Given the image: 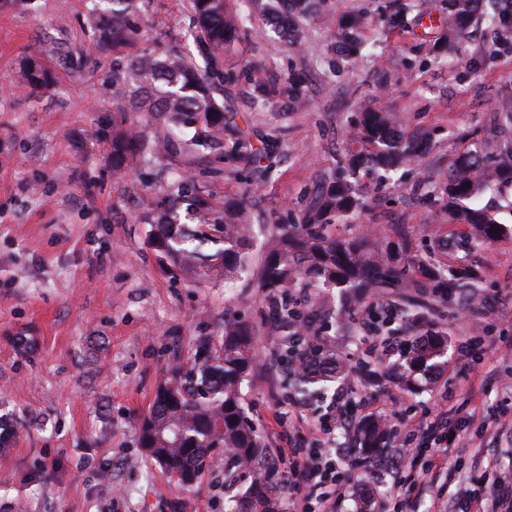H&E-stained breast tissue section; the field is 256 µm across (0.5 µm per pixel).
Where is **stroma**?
I'll list each match as a JSON object with an SVG mask.
<instances>
[{"mask_svg":"<svg viewBox=\"0 0 512 512\" xmlns=\"http://www.w3.org/2000/svg\"><path fill=\"white\" fill-rule=\"evenodd\" d=\"M265 0H227L245 14L240 39L224 52V95L230 118L247 133L248 152L276 143L280 161L263 170L177 154L163 172L113 175L107 144L96 137L116 107L107 78L111 53L84 26L87 0H0V417L18 426L10 452L0 454V512H225L224 456L211 454L197 485L184 490L138 448V428L172 365L191 361L220 342L225 315L258 328L257 367L241 386L243 405L286 471L289 451L310 444L293 421L287 372L277 364L283 335L270 318L251 274L234 279L164 270L148 236L177 171L207 190L216 208L243 203L260 256L274 223L297 224L332 173L343 140L361 113H390L409 134L426 135L431 151L368 185L364 206L338 232L391 236L406 226L428 264L478 270L477 290L457 288L429 303L427 316L448 336V368L428 390L410 394L391 379L356 378L347 399L350 429L336 430L345 449L336 476L348 491L335 512H358L370 490L372 512H396L397 477L419 485L413 512H439L458 491L484 492L491 478L512 481V439L497 418L512 413V186L497 184L472 205L493 214L507 235L487 245L466 224L448 219L442 176L474 144L498 133L512 113V48L497 46L488 22L433 59L442 27H389L394 0H314L313 18L297 46L277 44ZM364 13L367 57L346 61L325 20ZM140 45L192 47L186 0H148ZM41 57L56 74L39 96L19 85L20 65ZM305 78L299 101L267 103L261 87L284 89ZM484 328L478 361L466 355L472 325ZM350 366L387 365L381 333L350 321L336 339ZM447 403L452 454L460 479L427 472L429 447L404 454L410 427ZM398 405L388 449L369 456L359 426L369 412ZM111 466V481L100 470Z\"/></svg>","mask_w":512,"mask_h":512,"instance_id":"1","label":"stroma"}]
</instances>
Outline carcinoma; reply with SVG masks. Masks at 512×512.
Listing matches in <instances>:
<instances>
[{"label":"carcinoma","instance_id":"carcinoma-1","mask_svg":"<svg viewBox=\"0 0 512 512\" xmlns=\"http://www.w3.org/2000/svg\"><path fill=\"white\" fill-rule=\"evenodd\" d=\"M86 28L99 46L112 52V97L117 103L112 117L111 167L123 174L151 160L170 156L182 146L199 156L221 150L224 159L242 165L257 162L244 151L242 131L224 121V101L214 91L223 87L221 55L241 31L239 19L227 13L224 0H187L194 40L201 61L173 46L162 54L129 49L136 45V19L146 0H88ZM448 38L467 36V23L483 18L492 25L498 44L512 43V0H446ZM412 8L404 4L386 17L388 26L405 28ZM312 13L309 0H277L270 6L272 23L291 44L299 41L298 18ZM365 17L355 15L336 22L333 35L355 56L361 52L360 30ZM24 86L45 89L54 82L53 72L30 57L22 67ZM128 103L155 119L151 135L126 126ZM426 150L417 136L403 137L393 127V117L384 112H364L349 132L336 160L331 181L320 188L301 224H277L256 266L255 288L262 301L285 322L295 318L289 307L291 291L303 286L338 288L348 295L349 310L362 308L372 288L406 287V265L414 262L410 233L405 228L394 238L371 240L365 234L343 236L334 221L361 206L352 180L361 175L382 179V173L409 165ZM490 183L512 184V145L486 143L465 153L448 167L443 184L453 220L469 224L476 238L491 243L506 233L504 225L481 209L457 208L461 199L471 198ZM187 205L195 223L169 224L149 235V243L163 266L171 271L193 273L202 268L226 279L235 277L251 262V225L242 210L224 208L218 214L209 194L188 188L185 179H174L167 210L177 217V205ZM207 244L216 246L211 254ZM433 293L444 296L459 280L474 284L475 270L432 271ZM413 329L421 332L400 349V358L389 367L402 386L415 391L428 375L447 363L448 336L431 327L425 313L413 315ZM256 330L234 316L224 318L222 341L199 352L192 363L172 369L156 391L148 413L142 418L139 445L144 456L155 461L184 486L193 485L205 455L224 448V483L231 487L241 468L253 478L241 497L239 512H281L274 481L275 468L262 437L245 414L241 384L254 369ZM350 367L331 349V341L320 344L302 357L300 372L292 378L295 391L324 397L328 382ZM389 427L379 419L360 428L365 453L383 449Z\"/></svg>","mask_w":512,"mask_h":512}]
</instances>
